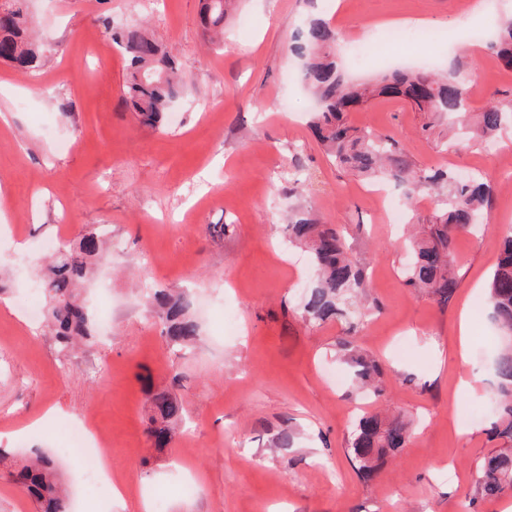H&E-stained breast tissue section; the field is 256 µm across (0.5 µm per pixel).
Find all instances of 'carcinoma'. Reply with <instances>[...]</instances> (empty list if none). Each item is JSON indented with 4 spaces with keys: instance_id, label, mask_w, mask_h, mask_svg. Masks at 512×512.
I'll list each match as a JSON object with an SVG mask.
<instances>
[{
    "instance_id": "obj_1",
    "label": "carcinoma",
    "mask_w": 512,
    "mask_h": 512,
    "mask_svg": "<svg viewBox=\"0 0 512 512\" xmlns=\"http://www.w3.org/2000/svg\"><path fill=\"white\" fill-rule=\"evenodd\" d=\"M27 0H0V59L28 70L38 58L29 37L31 21ZM203 23L209 31L224 28V16L233 0H203ZM344 35L323 19L310 20L299 32L291 51L301 60V79L316 101L312 128L325 154L336 164L359 174L406 186L405 205L416 196L433 192L438 210L428 224L408 240L412 260L404 271V282L427 296L446 302L455 293L454 240L474 229L493 193L486 177L460 178L446 169L420 168L403 154L390 135L351 126L346 113L384 97L406 102L424 115L421 131L444 117L462 129L456 144L476 137L498 136L512 125V100L491 101L478 113L476 129L468 132V97L462 91L460 68L450 66L442 74L394 69L373 83L350 82L338 63ZM112 42L128 58L124 99L139 124L157 128L178 99L188 93L161 45L139 25L112 28ZM491 48L504 66L512 67V16L504 18L491 41ZM288 244L308 252L316 272L315 283L304 295L301 312L312 325L346 320L350 306L367 300L368 267L352 259L341 231L323 224L311 211L296 212L286 225ZM107 260L102 229L85 228L80 238L63 247L37 273L38 287L46 295L44 318L58 353L65 357L79 342L94 336V322L84 295V284ZM488 315L500 331L502 347L491 365L495 379L492 397L496 405L491 433L502 446L481 461L470 504L492 500L512 490V231L487 285ZM147 303L161 327L167 345L188 350L200 340V324L192 313L190 294L179 288H155ZM353 369L355 378L380 398L385 391L379 363L346 344L337 350ZM153 412L149 437L157 448H165L172 426L182 421L183 409L168 390H148ZM409 422L400 414L363 415L354 425L348 452L358 475L373 478L387 457L407 447ZM13 480L34 498L40 512H69V496L57 463L46 452L10 473Z\"/></svg>"
}]
</instances>
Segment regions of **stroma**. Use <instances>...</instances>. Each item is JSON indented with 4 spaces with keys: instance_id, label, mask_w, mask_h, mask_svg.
<instances>
[{
    "instance_id": "obj_1",
    "label": "stroma",
    "mask_w": 512,
    "mask_h": 512,
    "mask_svg": "<svg viewBox=\"0 0 512 512\" xmlns=\"http://www.w3.org/2000/svg\"><path fill=\"white\" fill-rule=\"evenodd\" d=\"M201 0H29L45 56L36 83L0 61V512H36L8 471L34 450L55 453L63 427L89 420L112 458L122 501L99 505L65 461L73 512H466L481 457L496 448L489 370L496 330L486 285L512 230V128L467 149L442 150L447 125L422 135V117L398 99L349 112L352 126L399 141L419 167L487 174L497 189L483 233L458 235L459 286L448 302L407 288L402 227L386 223L376 187L336 167L312 136V103L291 52L306 19L321 15L348 38L379 22L434 29L438 41L399 51L401 61L447 67L462 55L473 110L512 99V69L489 68L490 50L464 24L498 23L507 0H238L211 46ZM143 25L175 59L189 92L160 130L125 108L127 62L113 27ZM310 173L288 191L294 160ZM345 228L354 259L368 263L378 304L349 332L300 314L314 273L303 250L283 245L282 224L300 209ZM212 224L226 234L209 233ZM108 226L120 250L88 290L99 342L73 353L70 374L23 303L43 243L63 245L83 228ZM190 289L202 336L170 351L145 310V289ZM468 308L467 363L457 359L458 315ZM402 336L407 354L393 351ZM389 361L386 399L412 421L407 448L368 482L346 451L359 411H373L340 341ZM172 389L185 426L169 447L147 437L145 387ZM291 447H277L281 433Z\"/></svg>"
}]
</instances>
